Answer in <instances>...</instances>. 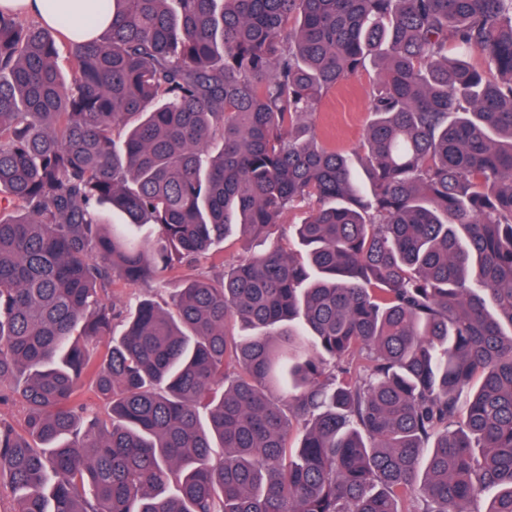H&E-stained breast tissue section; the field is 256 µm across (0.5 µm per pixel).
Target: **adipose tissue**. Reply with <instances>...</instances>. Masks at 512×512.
I'll return each mask as SVG.
<instances>
[{
	"label": "adipose tissue",
	"mask_w": 512,
	"mask_h": 512,
	"mask_svg": "<svg viewBox=\"0 0 512 512\" xmlns=\"http://www.w3.org/2000/svg\"><path fill=\"white\" fill-rule=\"evenodd\" d=\"M0 6L22 11L50 26L63 25L72 38H95L112 22L100 0H0Z\"/></svg>",
	"instance_id": "adipose-tissue-1"
}]
</instances>
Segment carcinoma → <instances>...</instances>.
Here are the masks:
<instances>
[{
  "instance_id": "carcinoma-1",
  "label": "carcinoma",
  "mask_w": 512,
  "mask_h": 512,
  "mask_svg": "<svg viewBox=\"0 0 512 512\" xmlns=\"http://www.w3.org/2000/svg\"><path fill=\"white\" fill-rule=\"evenodd\" d=\"M109 3L91 41L0 9L13 512H512V0ZM369 64L350 158L311 120ZM224 253V260L227 263H236L250 257L253 253L264 248L263 243L252 242L247 245L242 237L234 232L224 239V242L217 246ZM172 291V288H141L117 281L116 285L112 288V301L117 303V306L129 310L134 308L145 296L153 295L161 303L167 301L170 304L169 307H171L170 295Z\"/></svg>"
}]
</instances>
